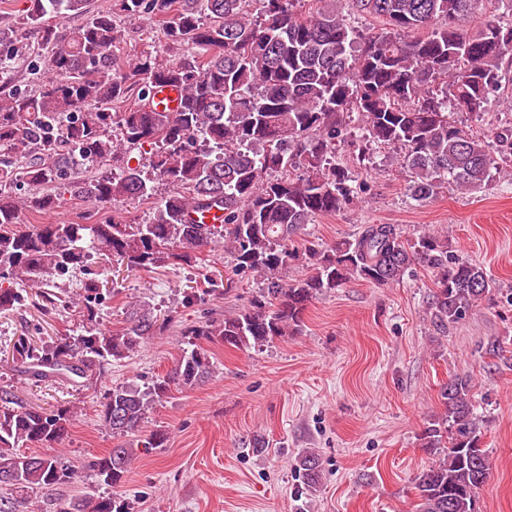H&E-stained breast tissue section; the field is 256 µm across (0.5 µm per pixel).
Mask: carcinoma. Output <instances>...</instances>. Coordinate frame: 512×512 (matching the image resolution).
Instances as JSON below:
<instances>
[{
    "mask_svg": "<svg viewBox=\"0 0 512 512\" xmlns=\"http://www.w3.org/2000/svg\"><path fill=\"white\" fill-rule=\"evenodd\" d=\"M88 2L30 0L20 25L39 30V50L14 45L0 55V78L17 59L42 76L36 93L0 91V311L29 300L45 312L68 308L70 297L51 289L77 269L99 267L80 284L81 334L41 344L22 336L14 344L12 360L34 381L76 386L153 335L157 316L145 307L132 309L118 330L97 327L104 287L98 276L115 260L147 271L188 262L222 241L234 274L262 277L267 286L234 315L187 329L189 348L169 373L142 389L107 390L99 416L114 435L138 430L172 389L193 388L214 373L201 341L241 349L293 335L308 302L353 278L387 286L427 266L434 277L429 310L441 329L465 319L496 287L484 268L449 255L447 237L435 232L366 224L350 238L302 250L295 238L366 189L339 157L342 145L360 166L372 144L400 148L397 164L418 203L450 185L470 192L489 185L512 153V127L490 133L502 147L494 153L487 137L467 131L453 113L485 111L501 87L505 60L512 61V25H462L475 0H350L383 23L374 33L332 9L297 13L293 0H262L255 19L251 0H118L125 15L154 19L171 43L188 46L176 64L148 52L120 63L121 29L112 12L92 13ZM75 14L86 19L60 40L56 21ZM168 83L184 89L172 116L148 103L153 89ZM133 93L137 104L112 111ZM145 143L155 146L147 169L114 170L128 149ZM21 183L37 188L30 200L37 213L54 211L66 195L99 205L149 199L157 184L168 191L143 224L115 216L91 222L87 215L68 224H24L11 195ZM213 207L224 209V223H194L192 210ZM299 260L306 277L281 282L280 273ZM205 282L184 301L224 293L223 278L207 275ZM440 398L445 411L422 434L438 460L417 477V512H479L490 464L471 376L449 379ZM74 414L69 401L14 408L0 396V487L34 491L76 479L78 471L56 455L17 452L22 444L63 443ZM136 455L135 448H113L89 468L98 483L116 487ZM295 476L304 489L317 490V454L305 452ZM57 512H128V505L115 496H81Z\"/></svg>",
    "mask_w": 512,
    "mask_h": 512,
    "instance_id": "1",
    "label": "carcinoma"
}]
</instances>
